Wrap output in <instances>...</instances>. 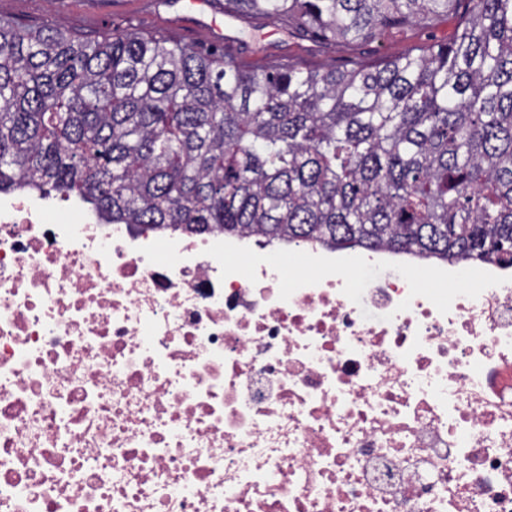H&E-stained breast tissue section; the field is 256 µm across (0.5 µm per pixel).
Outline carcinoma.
<instances>
[{"instance_id":"cac0c4a2","label":"carcinoma","mask_w":512,"mask_h":512,"mask_svg":"<svg viewBox=\"0 0 512 512\" xmlns=\"http://www.w3.org/2000/svg\"><path fill=\"white\" fill-rule=\"evenodd\" d=\"M461 8L449 42L344 71L0 17V192L76 195L105 224L512 266V0H224L332 45Z\"/></svg>"}]
</instances>
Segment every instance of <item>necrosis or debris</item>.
Listing matches in <instances>:
<instances>
[{
    "label": "necrosis or debris",
    "instance_id": "obj_1",
    "mask_svg": "<svg viewBox=\"0 0 512 512\" xmlns=\"http://www.w3.org/2000/svg\"><path fill=\"white\" fill-rule=\"evenodd\" d=\"M0 193V512H512V266Z\"/></svg>",
    "mask_w": 512,
    "mask_h": 512
}]
</instances>
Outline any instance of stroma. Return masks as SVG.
Wrapping results in <instances>:
<instances>
[{"label":"stroma","instance_id":"obj_1","mask_svg":"<svg viewBox=\"0 0 512 512\" xmlns=\"http://www.w3.org/2000/svg\"><path fill=\"white\" fill-rule=\"evenodd\" d=\"M182 0H0V16L26 25H58L100 39L113 33L135 31L145 36L186 40L191 28ZM458 18L449 16L432 28H388L363 43L324 44L309 33H288L279 22L243 14L236 18L239 39L226 42L223 33L199 30L198 46L217 48L253 67L288 58L301 59L316 69L349 68L354 59L385 61L411 43L444 44L453 37Z\"/></svg>","mask_w":512,"mask_h":512}]
</instances>
